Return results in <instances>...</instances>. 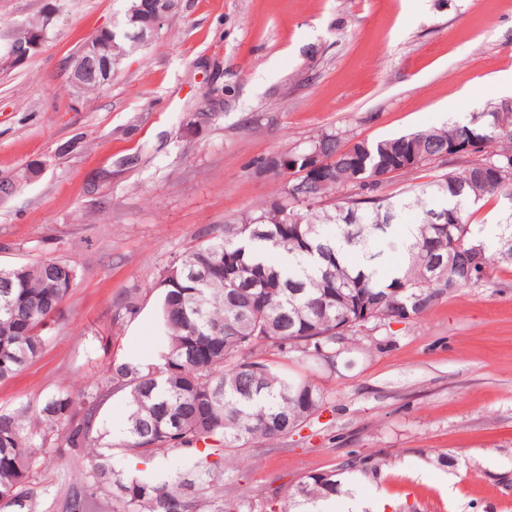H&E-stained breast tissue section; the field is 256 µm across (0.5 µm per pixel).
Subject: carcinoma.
Wrapping results in <instances>:
<instances>
[{"mask_svg": "<svg viewBox=\"0 0 512 512\" xmlns=\"http://www.w3.org/2000/svg\"><path fill=\"white\" fill-rule=\"evenodd\" d=\"M139 44L116 36L112 57ZM492 103L465 122L398 137L352 142L325 132L281 157L321 153L319 185L288 179L276 198L239 216L159 274L163 349L153 363L112 360L104 384L75 401L58 392L34 412L0 411V512H267L268 501L224 490L226 448L272 447L323 411L329 398L305 373L273 359L336 370L339 353L374 323H407L450 292L483 281L495 263L475 233L480 204H500L501 237L512 239V117ZM436 162L455 167L436 179L388 188ZM396 171L385 181L381 171ZM418 211L405 244L390 232L401 211ZM404 250L384 267L381 243ZM231 262L201 279L204 268ZM61 279L45 293L44 280ZM76 278L67 261L0 268V381L37 359L32 345ZM127 397L124 452L142 463L171 453L195 471L156 482L115 468L100 451L98 408ZM67 459L82 471L55 491L38 487L42 466ZM386 460L352 453L338 467L309 474L296 494L307 503L340 493L353 477H375Z\"/></svg>", "mask_w": 512, "mask_h": 512, "instance_id": "cac0c4a2", "label": "carcinoma"}]
</instances>
